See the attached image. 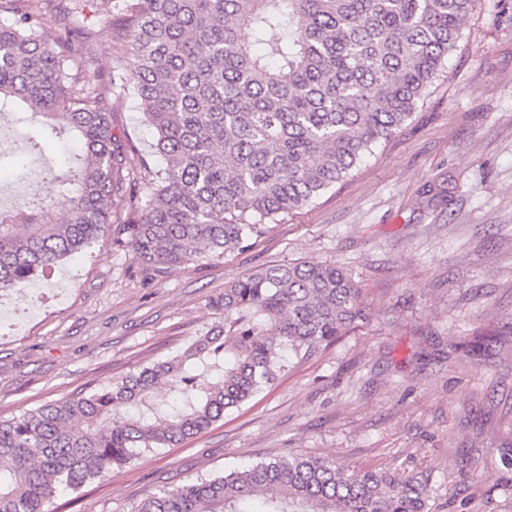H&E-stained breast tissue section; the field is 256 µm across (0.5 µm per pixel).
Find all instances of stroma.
<instances>
[{
    "mask_svg": "<svg viewBox=\"0 0 512 512\" xmlns=\"http://www.w3.org/2000/svg\"><path fill=\"white\" fill-rule=\"evenodd\" d=\"M77 8L90 76L133 71L103 0ZM112 126L159 165L134 95L113 99ZM294 262L352 273L357 328L195 438L57 495L51 512H130L164 487L288 455L415 476L431 512H512V0H477L411 119L247 247L148 284L106 238L0 293V417L178 352L214 323L227 283Z\"/></svg>",
    "mask_w": 512,
    "mask_h": 512,
    "instance_id": "35a3bbf8",
    "label": "stroma"
}]
</instances>
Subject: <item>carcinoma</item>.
<instances>
[{"instance_id":"obj_1","label":"carcinoma","mask_w":512,"mask_h":512,"mask_svg":"<svg viewBox=\"0 0 512 512\" xmlns=\"http://www.w3.org/2000/svg\"><path fill=\"white\" fill-rule=\"evenodd\" d=\"M66 2L0 0V144L25 124L81 147L46 169L39 203L0 209V291L108 235L151 279L242 248L412 117L475 0H105L119 53L137 60L110 83L75 71L91 32L68 25ZM126 90L158 170L112 134L110 94ZM213 309L220 320L175 355L0 418V512H49L58 491L195 437L364 319L362 288L334 263L268 265ZM254 499L258 512H429L413 477L303 456L201 475L131 512H250Z\"/></svg>"}]
</instances>
